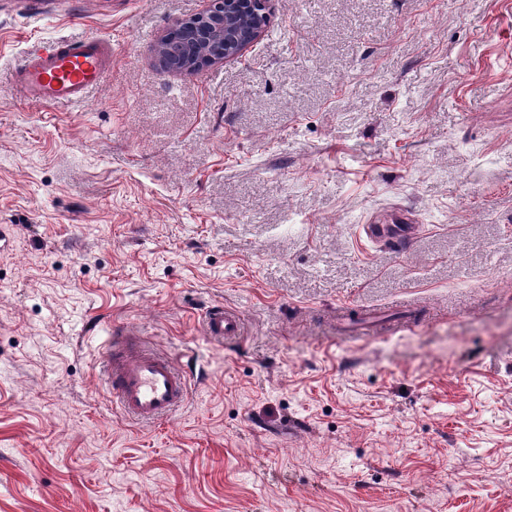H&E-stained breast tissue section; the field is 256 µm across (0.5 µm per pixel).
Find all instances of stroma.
<instances>
[{
	"label": "stroma",
	"mask_w": 512,
	"mask_h": 512,
	"mask_svg": "<svg viewBox=\"0 0 512 512\" xmlns=\"http://www.w3.org/2000/svg\"><path fill=\"white\" fill-rule=\"evenodd\" d=\"M207 3L0 12V512H512V0H273L163 69ZM88 36L87 103L28 102L14 67ZM111 323L192 355L167 421L114 408ZM209 2L206 9L176 21L159 43L158 52L164 54L177 33L185 34L173 65L179 71L192 73L234 59L265 36L270 0ZM375 223L376 218H371L367 221V225L364 228L366 236L371 239L385 238L390 242L394 241L391 229L395 227V224H404L405 228L408 226L407 224H413L401 209L395 210L394 217L391 221L392 225H380ZM204 335L218 342H233L243 335V321L236 311L217 305L203 316Z\"/></svg>",
	"instance_id": "obj_1"
}]
</instances>
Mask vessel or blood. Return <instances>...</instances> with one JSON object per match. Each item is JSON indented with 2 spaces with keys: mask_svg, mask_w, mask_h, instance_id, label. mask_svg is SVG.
<instances>
[{
  "mask_svg": "<svg viewBox=\"0 0 512 512\" xmlns=\"http://www.w3.org/2000/svg\"><path fill=\"white\" fill-rule=\"evenodd\" d=\"M111 65L112 53L99 38L65 39L47 54L28 56L17 81L31 103L80 107ZM203 328L215 341L233 342L243 334V321L238 312L217 305L205 312ZM105 380L125 417L152 424L185 405L191 374L175 358L132 343L130 331L117 326L106 339Z\"/></svg>",
  "mask_w": 512,
  "mask_h": 512,
  "instance_id": "obj_1",
  "label": "vessel or blood"
}]
</instances>
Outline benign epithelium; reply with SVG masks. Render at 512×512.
Returning a JSON list of instances; mask_svg holds the SVG:
<instances>
[{
	"label": "benign epithelium",
	"mask_w": 512,
	"mask_h": 512,
	"mask_svg": "<svg viewBox=\"0 0 512 512\" xmlns=\"http://www.w3.org/2000/svg\"><path fill=\"white\" fill-rule=\"evenodd\" d=\"M270 0H210V5L176 21L161 39L164 53L178 33L186 36L173 68L186 73L221 64L258 43L267 31Z\"/></svg>",
	"instance_id": "benign-epithelium-1"
}]
</instances>
